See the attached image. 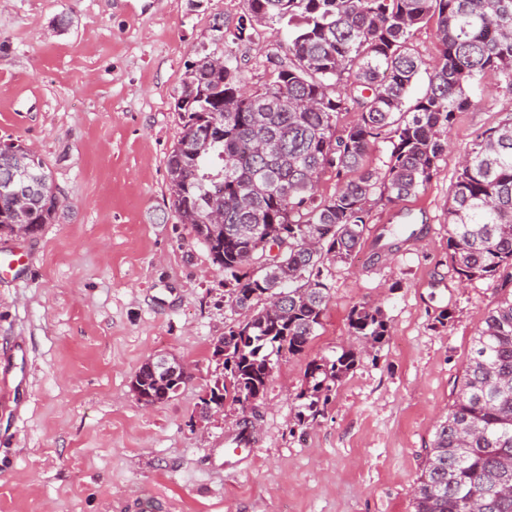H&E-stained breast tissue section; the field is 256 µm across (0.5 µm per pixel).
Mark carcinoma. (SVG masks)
Listing matches in <instances>:
<instances>
[{
    "instance_id": "obj_1",
    "label": "carcinoma",
    "mask_w": 512,
    "mask_h": 512,
    "mask_svg": "<svg viewBox=\"0 0 512 512\" xmlns=\"http://www.w3.org/2000/svg\"><path fill=\"white\" fill-rule=\"evenodd\" d=\"M233 36L258 26L288 29V53L274 80L246 91L224 57V24L215 49L186 66L175 97L181 132L166 160L173 210L224 270L227 302L245 319L224 332V383L202 404L242 405L265 392L273 357L302 353L322 328L332 266L361 247L370 207L426 188L448 149L456 113L481 104L471 90L512 92V0H246ZM435 20L441 52L427 68L414 46L418 26ZM427 84L410 96L421 72ZM356 121L338 130L340 115ZM389 143L382 167L371 145ZM28 175L52 183L45 159L19 142L0 153V185ZM339 185L317 193L326 172ZM56 196L26 213L0 194V235L27 224L36 235L56 221ZM417 236L394 224L376 243L390 251ZM279 253L271 254L272 246ZM448 251L462 281H512V117L464 148L448 190ZM350 333L374 350L388 335L379 306L359 304ZM366 350L312 360L297 413L303 424L326 406ZM135 385L153 403L176 394L146 367ZM436 427L412 488L413 512H512V293L484 319Z\"/></svg>"
}]
</instances>
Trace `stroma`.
Segmentation results:
<instances>
[{
  "mask_svg": "<svg viewBox=\"0 0 512 512\" xmlns=\"http://www.w3.org/2000/svg\"><path fill=\"white\" fill-rule=\"evenodd\" d=\"M245 0H0V139L34 148L62 207L0 279V512H413L412 488L450 409L472 338L503 292L460 281L448 251L458 151L512 115L486 87L458 113L426 189L373 205L357 255L333 266L323 326L282 355L262 396L201 399L224 376L213 345L232 325L224 273L172 209L165 162L180 136L174 99L212 25L234 31ZM287 30L228 42L241 84L269 83ZM420 232L375 253L383 226ZM381 305L389 334L314 420L297 396L314 359L357 349L348 314ZM452 317L439 322L441 310ZM176 355L189 378L169 401L130 389L146 359ZM252 422L254 451L224 467V437Z\"/></svg>",
  "mask_w": 512,
  "mask_h": 512,
  "instance_id": "stroma-1",
  "label": "stroma"
}]
</instances>
